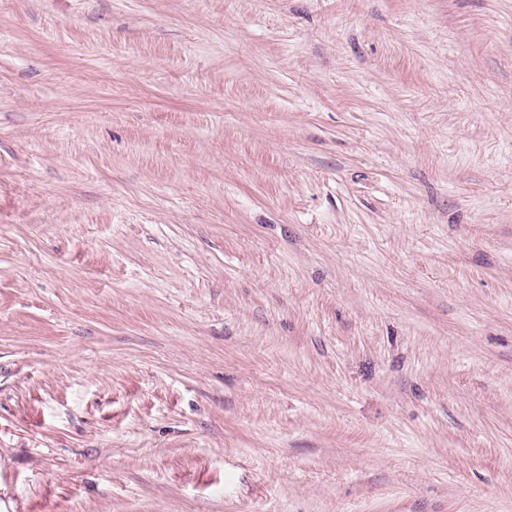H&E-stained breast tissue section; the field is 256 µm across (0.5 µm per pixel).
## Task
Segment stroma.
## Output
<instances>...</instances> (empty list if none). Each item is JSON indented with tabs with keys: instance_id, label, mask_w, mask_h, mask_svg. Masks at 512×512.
<instances>
[{
	"instance_id": "stroma-1",
	"label": "stroma",
	"mask_w": 512,
	"mask_h": 512,
	"mask_svg": "<svg viewBox=\"0 0 512 512\" xmlns=\"http://www.w3.org/2000/svg\"><path fill=\"white\" fill-rule=\"evenodd\" d=\"M13 512H512V0H0Z\"/></svg>"
}]
</instances>
